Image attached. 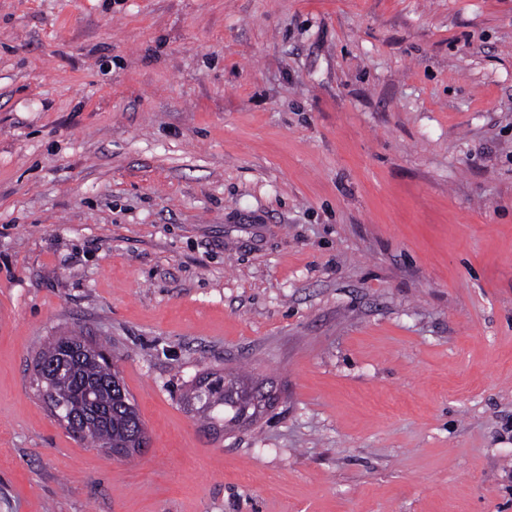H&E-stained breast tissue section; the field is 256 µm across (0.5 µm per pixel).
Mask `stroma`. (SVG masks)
Instances as JSON below:
<instances>
[{"mask_svg":"<svg viewBox=\"0 0 512 512\" xmlns=\"http://www.w3.org/2000/svg\"><path fill=\"white\" fill-rule=\"evenodd\" d=\"M0 512H512V0H0ZM90 345L94 344L86 336L76 335L59 336L46 344L34 366L37 391L55 418L54 409L58 406L60 412L80 409L86 421L80 419V434H72L77 439L109 449L120 458L141 453L124 450L148 448L150 438L120 371L102 346L96 345L97 350L90 351ZM46 362H54L51 369L62 364L63 374L44 376L39 368ZM114 379L123 384L124 396L119 390H112ZM88 395L93 401L87 400ZM233 389L231 380L224 382V374L207 372L187 397V403L213 430L252 421L260 412L261 400L238 391L230 395Z\"/></svg>","mask_w":512,"mask_h":512,"instance_id":"stroma-1","label":"stroma"}]
</instances>
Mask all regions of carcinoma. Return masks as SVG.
<instances>
[{"label":"carcinoma","mask_w":512,"mask_h":512,"mask_svg":"<svg viewBox=\"0 0 512 512\" xmlns=\"http://www.w3.org/2000/svg\"><path fill=\"white\" fill-rule=\"evenodd\" d=\"M90 345L87 337L76 335L59 336L46 344L34 366L37 391L50 410L82 412L85 426L77 439L127 458V449L147 448L150 438L130 394L112 389L114 381H123L118 367L103 347L90 350ZM46 362L63 365V374L44 376L40 366ZM187 403L213 430L249 422L261 408L260 401L235 391L233 382H224L218 372L205 373Z\"/></svg>","instance_id":"1"}]
</instances>
